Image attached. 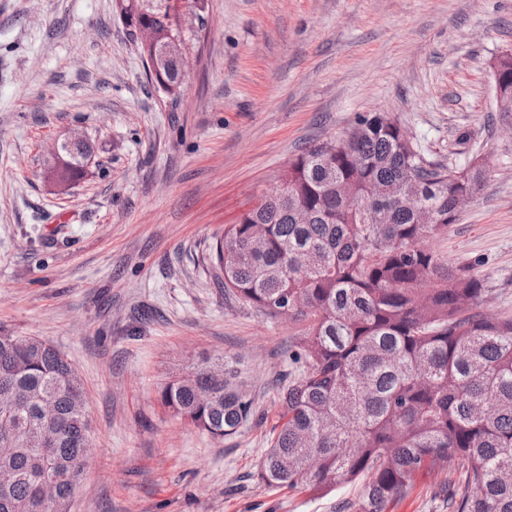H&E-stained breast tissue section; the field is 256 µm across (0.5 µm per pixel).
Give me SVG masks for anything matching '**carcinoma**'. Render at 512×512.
I'll list each match as a JSON object with an SVG mask.
<instances>
[{
    "label": "carcinoma",
    "mask_w": 512,
    "mask_h": 512,
    "mask_svg": "<svg viewBox=\"0 0 512 512\" xmlns=\"http://www.w3.org/2000/svg\"><path fill=\"white\" fill-rule=\"evenodd\" d=\"M142 19L159 39L176 31L166 14ZM502 67L510 105L512 57ZM281 178L214 247L224 291L296 326L298 369L261 479L315 498L364 478L357 512H386L419 473H445L448 512H512V318L488 313L483 280L428 247L448 233L457 196L480 194L485 167L452 176L375 113L296 155ZM422 207L435 223L417 222ZM158 395L217 440L254 415L226 356ZM0 406L13 419L0 429V512H63L91 439L81 377L55 345L0 333Z\"/></svg>",
    "instance_id": "carcinoma-1"
}]
</instances>
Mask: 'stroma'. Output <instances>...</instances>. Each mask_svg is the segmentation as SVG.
I'll use <instances>...</instances> for the list:
<instances>
[{"mask_svg":"<svg viewBox=\"0 0 512 512\" xmlns=\"http://www.w3.org/2000/svg\"><path fill=\"white\" fill-rule=\"evenodd\" d=\"M179 4L172 96L114 0H0V331L50 341L83 380L94 451L66 512H354L363 480L319 499L260 480L293 330L225 293L212 245L307 146L384 112L430 162L485 161L430 246L512 317V112L491 76L512 0ZM69 136L93 160L64 188ZM224 355L255 414L216 440L158 387ZM439 481L419 475L387 512H443Z\"/></svg>","mask_w":512,"mask_h":512,"instance_id":"35a3bbf8","label":"stroma"}]
</instances>
